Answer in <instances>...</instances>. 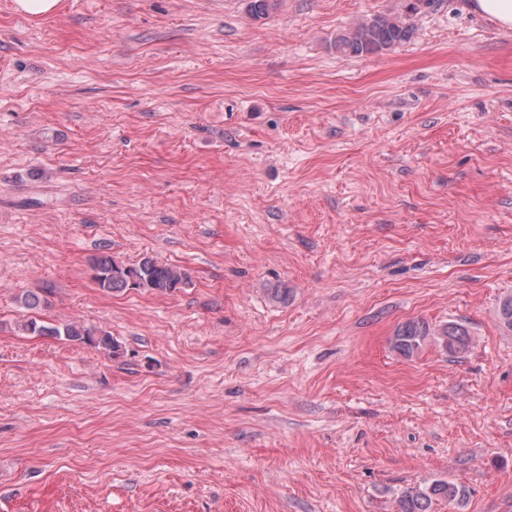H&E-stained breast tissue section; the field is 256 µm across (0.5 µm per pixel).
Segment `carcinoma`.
Instances as JSON below:
<instances>
[{
    "label": "carcinoma",
    "instance_id": "cac0c4a2",
    "mask_svg": "<svg viewBox=\"0 0 512 512\" xmlns=\"http://www.w3.org/2000/svg\"><path fill=\"white\" fill-rule=\"evenodd\" d=\"M433 0H411L407 14L402 16L376 15L358 25L352 32L336 40V49L354 55L378 53L405 41L411 31L408 17ZM91 277L98 288L108 293L141 288L154 293H167L186 283V273L176 267L161 264L151 257H143L134 264H125L112 255L102 253L90 260ZM18 329L28 336H56L71 342L86 344L99 351L117 357L122 345L111 333L90 328L77 322L55 325L40 318L28 316L21 320ZM430 339L435 340L451 354L465 351L471 337L467 328L457 323H445L436 329L419 321H409L396 330L393 349L405 357H411ZM465 490L457 484L439 480L425 488H413L399 499V512H429L432 501H460Z\"/></svg>",
    "mask_w": 512,
    "mask_h": 512
}]
</instances>
